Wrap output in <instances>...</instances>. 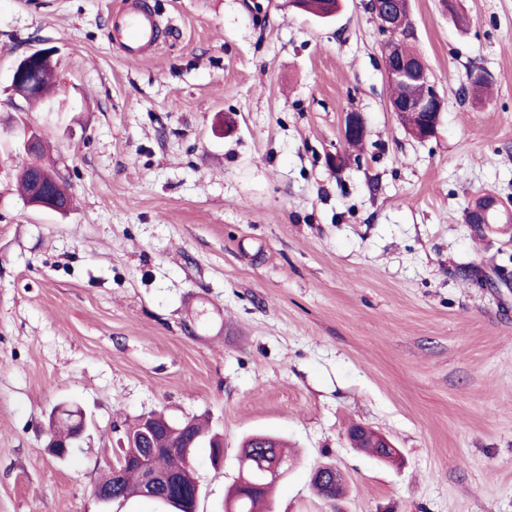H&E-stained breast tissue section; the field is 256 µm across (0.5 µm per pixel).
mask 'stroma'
<instances>
[{
  "instance_id": "stroma-1",
  "label": "stroma",
  "mask_w": 512,
  "mask_h": 512,
  "mask_svg": "<svg viewBox=\"0 0 512 512\" xmlns=\"http://www.w3.org/2000/svg\"><path fill=\"white\" fill-rule=\"evenodd\" d=\"M141 2L159 47L133 61L107 23L122 0H0V512H119L94 494L112 424L155 410L223 441L220 465L197 451V512H221L258 432L299 453L273 512H512V0H410L445 98L426 141L388 109L365 0L330 21ZM48 47L61 91L36 107L10 73ZM24 126L71 212L18 195ZM481 196L498 219L477 229ZM59 405L89 423L66 460L47 448ZM354 423L397 462L351 448ZM324 464L333 503L310 484ZM365 132L364 118L359 112L345 113L342 123V137L343 140L351 145H357L361 142ZM354 139V140H353Z\"/></svg>"
}]
</instances>
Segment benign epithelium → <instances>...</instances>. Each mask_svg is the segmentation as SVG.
Instances as JSON below:
<instances>
[{
    "label": "benign epithelium",
    "instance_id": "obj_1",
    "mask_svg": "<svg viewBox=\"0 0 512 512\" xmlns=\"http://www.w3.org/2000/svg\"><path fill=\"white\" fill-rule=\"evenodd\" d=\"M403 3L401 0H369L368 8L376 22L380 34L385 42L390 44V49L384 50V77L390 85L418 84L425 87V94L418 100L412 99L389 102L390 111L394 112L397 120L412 138L425 141L436 135L445 108V101L440 94L435 81L426 63L418 56L408 57L402 54L395 41L393 32L396 29L397 18ZM55 50L52 48H39L21 57L13 67L10 77V90L25 98L33 91V83L30 81V71L34 64L46 60H53ZM365 122L359 112H347L342 123V137L344 141L361 138L364 136ZM46 186L43 180H38L32 187L28 196L29 205L32 207H46L59 210L53 203L47 201ZM365 436L380 442V446L393 449L389 440L364 425L356 429L347 430V438L350 444H357V439ZM122 465L136 467L144 474L143 488L150 491L156 487L175 486L181 479L166 472L154 470L144 464L145 457L140 454L119 453Z\"/></svg>",
    "mask_w": 512,
    "mask_h": 512
}]
</instances>
